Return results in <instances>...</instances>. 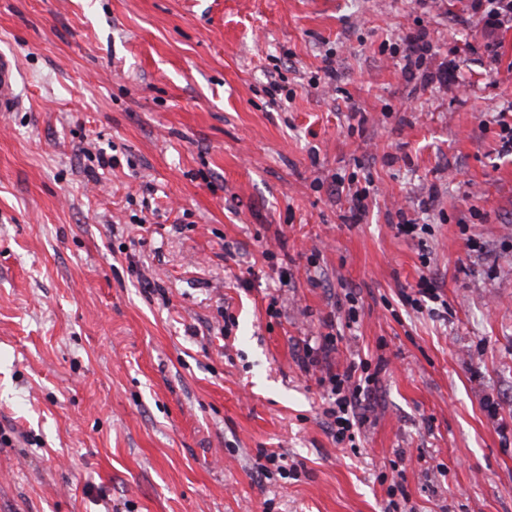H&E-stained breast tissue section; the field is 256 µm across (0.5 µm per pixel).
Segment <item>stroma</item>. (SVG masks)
Masks as SVG:
<instances>
[{
  "label": "stroma",
  "instance_id": "1",
  "mask_svg": "<svg viewBox=\"0 0 512 512\" xmlns=\"http://www.w3.org/2000/svg\"><path fill=\"white\" fill-rule=\"evenodd\" d=\"M419 31L434 84L402 71ZM493 40L471 0H0V512H385L398 482L408 512H512ZM423 276L445 316L405 303ZM359 360L339 445L320 379ZM19 69L15 56L0 51V112H15L23 100L18 92ZM367 368L362 361L358 365L351 363L342 375L328 378L327 406L323 414L328 419L330 434L338 444L352 440L354 429L359 431L363 423L366 403L372 394L371 384L377 375V371L368 374Z\"/></svg>",
  "mask_w": 512,
  "mask_h": 512
}]
</instances>
